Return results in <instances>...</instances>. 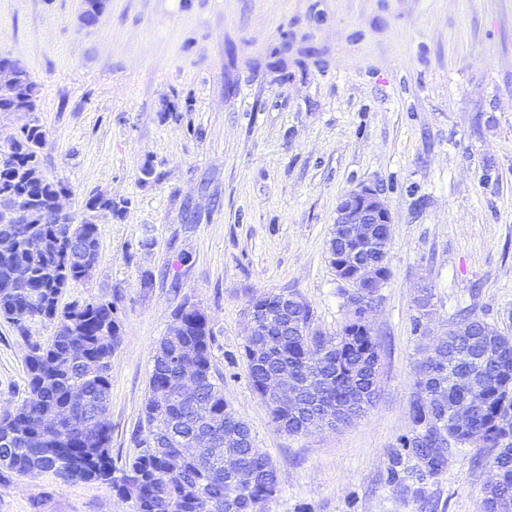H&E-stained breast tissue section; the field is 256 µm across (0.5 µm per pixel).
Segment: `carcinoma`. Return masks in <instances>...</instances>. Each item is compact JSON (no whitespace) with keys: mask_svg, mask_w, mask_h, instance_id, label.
<instances>
[{"mask_svg":"<svg viewBox=\"0 0 512 512\" xmlns=\"http://www.w3.org/2000/svg\"><path fill=\"white\" fill-rule=\"evenodd\" d=\"M38 101V87L28 76L12 95L0 93V107L28 103L36 110ZM45 144V131L33 123L10 135L7 149L0 150V204L28 217L26 224L0 222V240L15 243L13 251H0V319L25 337L32 322L52 328L49 342H28L25 396L0 418V467L21 476L51 474L64 483L107 482L130 503V512H257L276 495V470L256 448L249 425L224 400V383L213 375L212 328L193 320H184L178 335L162 336L153 350L144 426L134 435L140 451L120 477L112 475L110 360L121 342L118 306L112 299L63 306L61 298L70 283L86 278L83 265L68 254L88 245L97 260L98 214L122 206L97 193L86 199L81 220L59 217L54 201L68 186L43 174ZM19 265L30 272L22 283L13 276ZM262 297L269 309L257 321L266 335L243 345L254 392L263 397V379L284 368L309 367L301 380L315 377L319 386L316 394L302 391L303 406L295 411L264 400L277 426L303 434L327 418L342 426L365 413L376 398L380 346L364 318H349L339 332L324 336L313 328L314 311L306 301L283 317L284 294ZM178 348L196 351L199 380L191 400L181 399L171 365ZM463 356L476 391L470 419L458 423L449 406L466 390L452 379ZM75 390L82 391L83 404L70 409ZM67 410L71 428L63 442L45 425ZM412 412L414 433L394 451L391 473L398 475L406 456L420 474H437L448 467L449 443L469 446L474 463L495 474L484 491L483 512H512V336L476 316L465 317L458 332L448 333L421 362ZM202 426L221 436L235 434V447H194ZM486 445L496 453L485 455ZM226 453L236 457L233 471L224 468Z\"/></svg>","mask_w":512,"mask_h":512,"instance_id":"cac0c4a2","label":"carcinoma"}]
</instances>
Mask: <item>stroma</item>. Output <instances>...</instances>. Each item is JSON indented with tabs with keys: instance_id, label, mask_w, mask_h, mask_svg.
Instances as JSON below:
<instances>
[{
	"instance_id": "obj_1",
	"label": "stroma",
	"mask_w": 512,
	"mask_h": 512,
	"mask_svg": "<svg viewBox=\"0 0 512 512\" xmlns=\"http://www.w3.org/2000/svg\"><path fill=\"white\" fill-rule=\"evenodd\" d=\"M83 10L0 0V61L39 89L38 112L0 113V149L39 123L42 171L68 184L71 216L94 193L125 205L98 223L91 276L62 296L121 311L113 467L136 453L152 352L188 300L210 320L225 399L276 468L264 512H479L491 473L471 449L450 446L424 479L389 467L432 342L466 312L512 335V0H108L92 26ZM362 184L392 219L369 317L377 397L348 425L292 435L251 387L248 304L295 293L316 328L340 330L328 243L339 198ZM51 334L0 320V409L24 395L27 340ZM0 512L128 506L106 483L2 469Z\"/></svg>"
}]
</instances>
